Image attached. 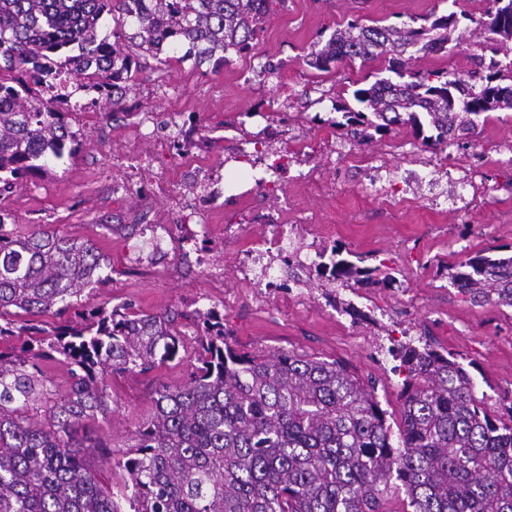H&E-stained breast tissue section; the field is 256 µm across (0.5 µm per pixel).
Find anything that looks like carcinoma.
Returning <instances> with one entry per match:
<instances>
[{
  "label": "carcinoma",
  "instance_id": "1",
  "mask_svg": "<svg viewBox=\"0 0 512 512\" xmlns=\"http://www.w3.org/2000/svg\"><path fill=\"white\" fill-rule=\"evenodd\" d=\"M478 45L465 75L412 67L408 50L439 51L455 41L451 12L387 26L356 19L303 58L334 62L383 57L398 80L378 78L354 91L363 111H347L350 133L400 122L423 124L448 145L474 133L477 118L512 111V0H487ZM271 0H0V196L64 156L84 134L68 113L75 94L93 91L118 112L150 57L222 67L252 49ZM112 16L104 32L100 20ZM183 54L176 56V51ZM0 209V512H383L397 480L413 512H512V406L491 415L463 365L427 346H405L400 438L391 443L374 387L337 362L290 353L255 356L234 349L224 322L197 310L200 366L179 386L155 389L151 416L123 461L129 510L87 463L75 434L111 412L106 377L115 369L149 373L179 354L170 314L79 310L84 287L102 280L107 259L41 225L7 231ZM453 282L473 303L512 308V256L477 253ZM74 312L78 320L65 318ZM18 316L59 319L50 328ZM60 354L72 383L56 397L39 362ZM48 404L49 422L33 419Z\"/></svg>",
  "mask_w": 512,
  "mask_h": 512
}]
</instances>
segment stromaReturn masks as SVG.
<instances>
[{
    "label": "stroma",
    "mask_w": 512,
    "mask_h": 512,
    "mask_svg": "<svg viewBox=\"0 0 512 512\" xmlns=\"http://www.w3.org/2000/svg\"><path fill=\"white\" fill-rule=\"evenodd\" d=\"M486 0H286L275 6L252 52L215 69L172 64L165 75L149 70L129 93L124 111L103 115L93 106L74 109L73 128L86 143L64 171L28 177L0 199L11 229L43 224L58 235L88 242L111 263L102 282L87 287L84 307L132 305L154 314L177 312L183 338L178 357L149 374L116 371L107 377L112 417L87 418L81 437L110 434V449L92 448L88 463L106 489L127 491L120 461L150 415L156 386L184 383L197 365V329L186 315L216 307L235 349L267 355L290 352L338 361L375 395L391 429L400 425L403 378L388 349L410 342L452 355L467 365L477 397L498 410L512 397V308L477 304L450 279L452 268L486 248L512 255V112L484 113L468 139L438 148L424 146L411 127L374 133L370 143L344 128L338 107L353 103L366 75L385 61H355L319 71L303 63L314 44L340 25L398 23L431 14L464 13L457 33L440 55L419 54L422 69L460 74L471 67L472 17ZM152 113L155 131L140 127ZM193 124L190 165L205 175L210 195L197 199L167 140L177 125ZM263 138L269 152L287 155L276 188L259 185V168L231 162L230 154ZM145 156L177 183L172 195L129 193L149 184L152 173L132 169ZM380 167L368 186L366 167ZM247 197L249 224L224 225L222 200L230 190ZM292 204L289 217L304 225L294 246L301 265L281 255L267 259L276 280H294V291L264 290L249 280L255 268L247 248L279 219L280 197ZM189 224L196 235L174 245L146 275L127 268L137 224ZM384 261L392 279L333 278L324 256Z\"/></svg>",
    "instance_id": "stroma-1"
}]
</instances>
